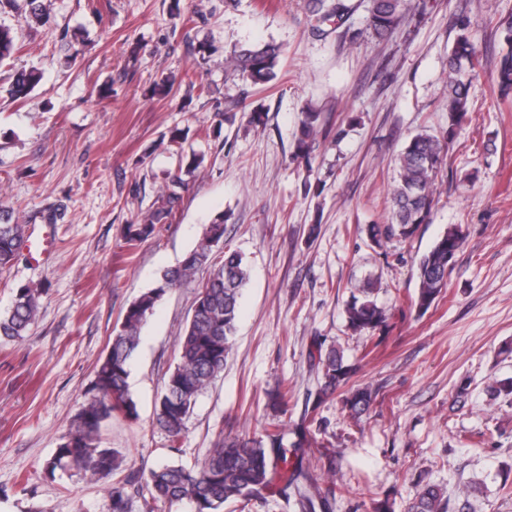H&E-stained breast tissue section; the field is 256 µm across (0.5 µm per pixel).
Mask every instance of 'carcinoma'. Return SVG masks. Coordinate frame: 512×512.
I'll return each instance as SVG.
<instances>
[{
    "instance_id": "obj_1",
    "label": "carcinoma",
    "mask_w": 512,
    "mask_h": 512,
    "mask_svg": "<svg viewBox=\"0 0 512 512\" xmlns=\"http://www.w3.org/2000/svg\"><path fill=\"white\" fill-rule=\"evenodd\" d=\"M29 22L42 26L46 13L42 0H25ZM366 30L379 39L387 38L409 15L410 0H369ZM351 7L346 0H308V12L315 30L325 33L323 26L333 23L344 28L343 36L353 41L359 32L345 26ZM457 37L448 53V131L438 136L426 130L413 135L397 157L398 182L391 196L386 223L369 224L367 239L380 247L394 238L409 239L421 224L427 223L438 191V177L447 164L449 143L456 127L469 111V89L478 76L479 50L473 38L474 24L461 14L456 22ZM16 50L13 32L0 25V62ZM282 47L273 42L240 44L226 52L225 73L253 85H264L277 78ZM41 80L36 71L15 75L9 94L20 99ZM498 92H512V52L500 60L496 75ZM321 128V113L308 109L300 119L299 136L294 156L310 163L313 146L319 135H329ZM184 185L181 177L172 180L138 224H128L124 240L129 248L156 235L170 223L179 209ZM224 213L204 225L201 238L182 262L166 270L155 287L149 289L126 310L120 328L104 359L96 366L95 379L87 391L88 398L76 414L64 442L49 462L51 469H75L90 480L114 476L107 490L109 512H128L129 487L132 480L120 476L123 459L114 450L101 447L99 431L114 413L134 415L136 404L130 394L128 379L130 360L140 341L141 328L157 302L170 290L195 280L197 273L209 267L208 277L198 284L192 316L186 324L178 349V360L165 381L155 406L156 424L165 431L170 446L175 448L186 431L198 396L224 370V361L232 347L239 314L241 290L248 279L243 256L237 251H224V259L212 260L215 245L224 242ZM27 225L11 221L0 210V272L8 269L19 253L26 237ZM464 242L457 227H450L417 262L415 307L427 311L447 287L448 258H456ZM372 282L359 288L360 296L352 297L346 308L348 327L356 334L382 330L387 326L384 308L372 299ZM38 313V299L27 287L17 290L10 310L0 315V336L23 338ZM317 367L322 383L319 395L328 396L343 390V403L355 419L369 412L376 392L367 388H349L352 368L345 364L343 352L332 347L317 350ZM299 443L288 445L278 426L259 437L224 438L219 432L207 456L191 467L164 465L149 471L136 488L146 512H153L158 501L189 500L195 512H223L230 501L242 503L259 497L272 485L274 475L285 483H294L303 473L294 468ZM409 512H448V499L443 488L427 483L417 492Z\"/></svg>"
}]
</instances>
